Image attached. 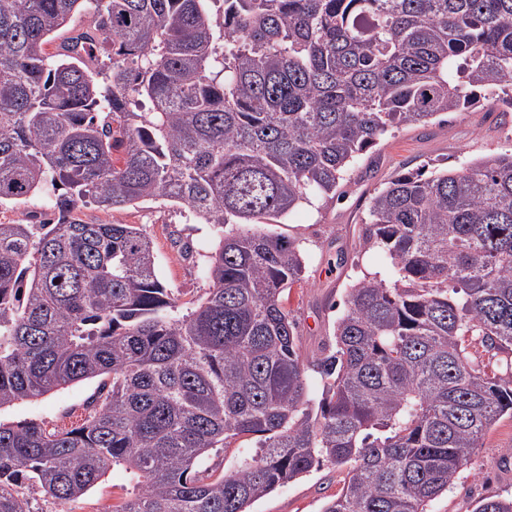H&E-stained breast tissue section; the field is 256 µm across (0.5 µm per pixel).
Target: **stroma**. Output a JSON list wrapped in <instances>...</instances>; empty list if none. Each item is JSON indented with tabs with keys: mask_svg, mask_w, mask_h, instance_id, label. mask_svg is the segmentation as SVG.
Listing matches in <instances>:
<instances>
[{
	"mask_svg": "<svg viewBox=\"0 0 512 512\" xmlns=\"http://www.w3.org/2000/svg\"><path fill=\"white\" fill-rule=\"evenodd\" d=\"M512 144V115L477 108L445 114L434 121L402 129L362 155L351 167L335 199L303 205L267 232L299 239L307 254L306 283L287 292V307L297 322L301 349L307 358L331 349L334 324L345 311L349 283L369 272H387L388 261L378 251H360L358 230L364 224L371 198L396 173L439 163L456 167ZM74 215L92 224H136L155 246L159 280L188 303L205 297L210 281L205 273L218 237L211 225L198 223L188 208L164 200L150 201L124 211L106 212L92 205ZM97 380L73 383L33 400L0 410V421H35L48 427L67 426L84 412ZM345 474L324 465L277 488L256 501L250 512H321L340 493ZM132 476L116 467L102 477L72 512H112L130 489ZM512 495V419H502L485 436L474 466L456 486L430 503V512H473L483 498Z\"/></svg>",
	"mask_w": 512,
	"mask_h": 512,
	"instance_id": "stroma-1",
	"label": "stroma"
}]
</instances>
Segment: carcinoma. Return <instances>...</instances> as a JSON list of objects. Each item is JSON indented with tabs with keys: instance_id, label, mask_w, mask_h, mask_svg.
Wrapping results in <instances>:
<instances>
[{
	"instance_id": "obj_1",
	"label": "carcinoma",
	"mask_w": 512,
	"mask_h": 512,
	"mask_svg": "<svg viewBox=\"0 0 512 512\" xmlns=\"http://www.w3.org/2000/svg\"><path fill=\"white\" fill-rule=\"evenodd\" d=\"M481 98L512 112V0H0V206L53 208L0 222V409L100 379L70 427L0 422V512L37 493L69 512L117 466L134 486L113 512H248L324 464L346 475L322 512H428L512 418V370L472 361L512 351V150L375 192L359 247L389 275L349 285L315 360L283 302L303 251L260 226ZM159 198L235 225L185 314L142 229L73 216ZM49 207L48 202L41 197H35L22 205H2L0 207V222H14L20 219L23 220V224H40L49 217L51 213ZM239 458L238 448H224L212 451L209 454L207 465L213 467L217 472H229L233 470Z\"/></svg>"
}]
</instances>
